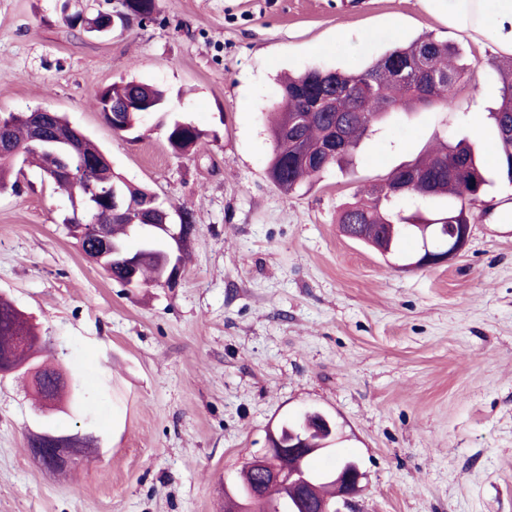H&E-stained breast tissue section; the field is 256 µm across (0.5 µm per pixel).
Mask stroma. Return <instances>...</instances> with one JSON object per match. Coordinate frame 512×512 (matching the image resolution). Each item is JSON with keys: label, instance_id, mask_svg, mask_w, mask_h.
Listing matches in <instances>:
<instances>
[{"label": "stroma", "instance_id": "1", "mask_svg": "<svg viewBox=\"0 0 512 512\" xmlns=\"http://www.w3.org/2000/svg\"><path fill=\"white\" fill-rule=\"evenodd\" d=\"M105 2L0 0V113H64L196 228L177 287L125 288L71 237L51 181L28 169L0 192V295L80 394L44 416L28 382L0 375V512H224L269 431L308 409L341 434L317 467L340 455L365 474L357 512H512V223L476 211L456 257L415 268L336 222L439 141L489 151L506 54L430 0H158L153 21L105 37L67 26ZM426 33L470 64L447 104L392 117L353 168L282 194L266 173L280 77L360 69ZM120 81L168 94L136 136L97 106ZM175 118L207 131L197 156L169 149ZM44 431L93 447L60 474L28 447Z\"/></svg>", "mask_w": 512, "mask_h": 512}]
</instances>
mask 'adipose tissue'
I'll list each match as a JSON object with an SVG mask.
<instances>
[{
    "mask_svg": "<svg viewBox=\"0 0 512 512\" xmlns=\"http://www.w3.org/2000/svg\"><path fill=\"white\" fill-rule=\"evenodd\" d=\"M448 24L512 53V0H445Z\"/></svg>",
    "mask_w": 512,
    "mask_h": 512,
    "instance_id": "ef3b65f1",
    "label": "adipose tissue"
}]
</instances>
